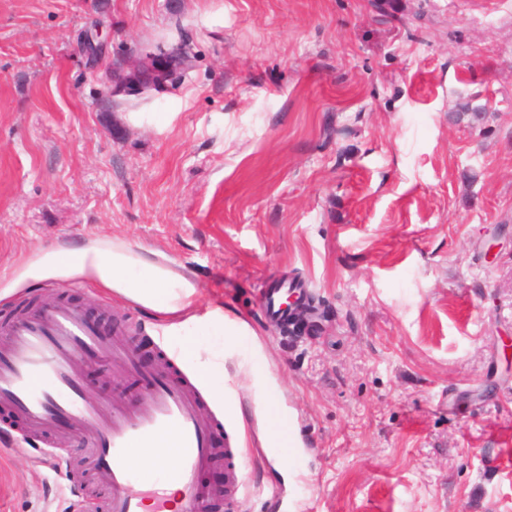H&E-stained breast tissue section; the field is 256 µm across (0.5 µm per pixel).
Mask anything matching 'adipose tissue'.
Masks as SVG:
<instances>
[{
  "label": "adipose tissue",
  "instance_id": "adipose-tissue-1",
  "mask_svg": "<svg viewBox=\"0 0 512 512\" xmlns=\"http://www.w3.org/2000/svg\"><path fill=\"white\" fill-rule=\"evenodd\" d=\"M58 267L87 275L113 293L173 318L174 330L187 333L183 352L195 360L200 382L214 387L222 383L223 356L216 354L200 360L199 347L192 333L203 321L216 332H223L224 316L217 311L203 318L194 314L197 289L171 267L166 255L156 253L148 257L135 252L124 241L94 240L78 248L54 247L41 254L34 265L38 271Z\"/></svg>",
  "mask_w": 512,
  "mask_h": 512
}]
</instances>
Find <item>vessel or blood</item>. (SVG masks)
I'll use <instances>...</instances> for the list:
<instances>
[{
    "instance_id": "b4317fda",
    "label": "vessel or blood",
    "mask_w": 512,
    "mask_h": 512,
    "mask_svg": "<svg viewBox=\"0 0 512 512\" xmlns=\"http://www.w3.org/2000/svg\"><path fill=\"white\" fill-rule=\"evenodd\" d=\"M306 296V285L280 278L261 289L257 304L269 321L284 325ZM92 354L120 358L125 377L141 384V391H122L108 410L89 403L75 365ZM202 398L200 386L173 369L161 365L142 372L123 332L103 340L65 303L22 309L0 324V408L23 421L28 438L48 435L58 418L70 417L86 447L88 469L109 491L105 512H169L157 473L130 461L134 450L159 443L178 462L179 512H203L211 491L200 474L213 465L214 449L213 423L200 412ZM244 456V448L226 444L224 498L231 506L243 486ZM134 483L143 495L129 493Z\"/></svg>"
}]
</instances>
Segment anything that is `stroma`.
<instances>
[{"label": "stroma", "instance_id": "35a3bbf8", "mask_svg": "<svg viewBox=\"0 0 512 512\" xmlns=\"http://www.w3.org/2000/svg\"><path fill=\"white\" fill-rule=\"evenodd\" d=\"M162 40L191 68L107 97ZM91 238L165 254L199 313L252 324L301 454L267 456L259 379L226 353L207 401L245 432L237 512L275 487L295 512H512V0H0V314L50 292L106 338L155 321L31 273ZM272 275L310 283L318 331L265 322ZM162 338H132L141 369L194 375ZM71 426L57 468L0 412V512H102Z\"/></svg>", "mask_w": 512, "mask_h": 512}]
</instances>
